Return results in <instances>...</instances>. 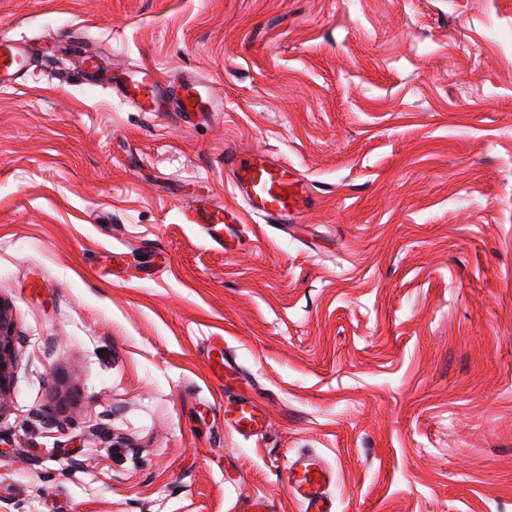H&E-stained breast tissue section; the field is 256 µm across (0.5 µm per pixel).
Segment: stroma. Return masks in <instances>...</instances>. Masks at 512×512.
Wrapping results in <instances>:
<instances>
[{
  "instance_id": "stroma-1",
  "label": "stroma",
  "mask_w": 512,
  "mask_h": 512,
  "mask_svg": "<svg viewBox=\"0 0 512 512\" xmlns=\"http://www.w3.org/2000/svg\"><path fill=\"white\" fill-rule=\"evenodd\" d=\"M0 34L37 60L0 88V512H299L304 453L336 512H512V0H0ZM142 65L223 111H141ZM229 144L316 205L213 243ZM174 83L176 88L184 91L173 102L174 112L187 117L196 112H217L220 109L221 105L214 99L209 84L201 81L196 73L185 71L174 79ZM192 224H207L205 226L208 235L219 245L228 244V240L224 238L223 231L228 232V224L235 222L241 223V214L233 209H216L208 210L206 208H196L189 216ZM224 224V225H223ZM221 225H223L221 227ZM19 346L20 340L9 310L0 302V416L8 405ZM226 414L243 436L260 435L266 425L264 413L251 400L241 399L234 405L228 406ZM334 474L321 457L299 456L288 466L287 495L302 512H335L336 502L328 493Z\"/></svg>"
}]
</instances>
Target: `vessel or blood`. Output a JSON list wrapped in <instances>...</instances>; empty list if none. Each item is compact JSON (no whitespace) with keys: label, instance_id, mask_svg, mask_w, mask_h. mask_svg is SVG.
Masks as SVG:
<instances>
[{"label":"vessel or blood","instance_id":"1","mask_svg":"<svg viewBox=\"0 0 512 512\" xmlns=\"http://www.w3.org/2000/svg\"><path fill=\"white\" fill-rule=\"evenodd\" d=\"M30 64L31 58L19 41H0L1 88L15 87ZM115 82L124 96L137 102L146 112L171 108L188 116L220 108L209 84L193 72L181 74L178 79L181 94L173 100L160 93L157 76L145 66L116 77ZM224 169L232 177L237 196L245 201L250 211L275 222H291L314 205V198L299 171L269 151L248 145L225 148ZM240 219L238 211L228 208H198L189 216L191 223L205 225L208 235L219 244L225 241L224 226ZM226 414L244 436L260 435L266 425L264 413L250 400L243 399L227 407ZM333 480V468L321 457L300 456L288 466L287 494L301 512H336V502L328 492Z\"/></svg>","mask_w":512,"mask_h":512}]
</instances>
